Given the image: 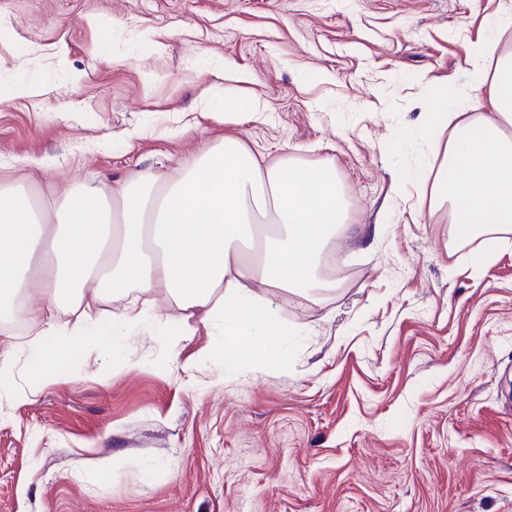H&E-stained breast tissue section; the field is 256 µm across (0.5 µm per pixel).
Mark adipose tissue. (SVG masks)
Instances as JSON below:
<instances>
[{
    "mask_svg": "<svg viewBox=\"0 0 512 512\" xmlns=\"http://www.w3.org/2000/svg\"><path fill=\"white\" fill-rule=\"evenodd\" d=\"M468 91L440 87L437 106L419 131L441 156L431 205L448 204L453 235L496 243L512 234V50L470 51ZM485 115L458 112L459 96ZM449 128L447 144L438 131ZM346 200L332 165L264 163L239 139L203 151L168 182L152 172L88 188L66 207H33L19 190H0V318L29 327L34 381L55 378L65 346L112 353V373L132 370L122 348L125 328L145 317L129 302L105 319L86 312L60 320L75 298L105 292L165 290L180 311L182 335L197 324L216 327L224 359L262 356L281 363L289 334L273 300L253 282L281 291L312 287L324 252L343 226ZM44 294L43 307L32 297Z\"/></svg>",
    "mask_w": 512,
    "mask_h": 512,
    "instance_id": "ef3b65f1",
    "label": "adipose tissue"
}]
</instances>
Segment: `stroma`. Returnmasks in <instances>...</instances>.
Masks as SVG:
<instances>
[{
    "instance_id": "1",
    "label": "stroma",
    "mask_w": 512,
    "mask_h": 512,
    "mask_svg": "<svg viewBox=\"0 0 512 512\" xmlns=\"http://www.w3.org/2000/svg\"><path fill=\"white\" fill-rule=\"evenodd\" d=\"M507 2L0 0V189L173 179L230 134L349 203L339 279L276 298L281 365L225 364L162 290L119 376L75 353L35 386L8 329L0 512H512V236L452 237L417 130ZM259 105L260 102L257 97L230 95L226 100L224 121L225 123L236 122L242 116L257 118L262 114V112H257Z\"/></svg>"
}]
</instances>
